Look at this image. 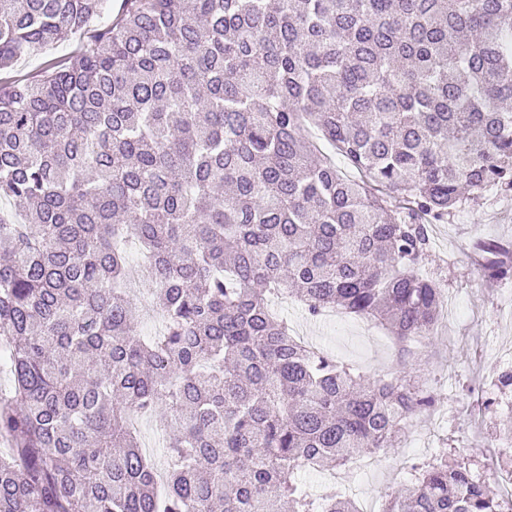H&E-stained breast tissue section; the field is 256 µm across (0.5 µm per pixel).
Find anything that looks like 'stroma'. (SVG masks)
Masks as SVG:
<instances>
[{
  "label": "stroma",
  "instance_id": "35a3bbf8",
  "mask_svg": "<svg viewBox=\"0 0 512 512\" xmlns=\"http://www.w3.org/2000/svg\"><path fill=\"white\" fill-rule=\"evenodd\" d=\"M430 238L422 272L439 282L445 303L442 323L429 339L432 356L424 379L439 411L409 421L414 448H395L379 458L375 469L344 484L359 512H381L391 494L408 485L411 464L429 458L448 433L462 436L469 454L484 457L486 439L467 426L476 399L467 387L488 382L497 364L512 360V280L486 283L472 255L480 239L512 242V197L489 190L466 200L447 220L431 225ZM272 307L287 318L294 336L360 371L386 373L394 359L392 341L381 325L337 313L312 319L291 299L273 300Z\"/></svg>",
  "mask_w": 512,
  "mask_h": 512
}]
</instances>
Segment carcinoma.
I'll use <instances>...</instances> for the list:
<instances>
[{
    "label": "carcinoma",
    "mask_w": 512,
    "mask_h": 512,
    "mask_svg": "<svg viewBox=\"0 0 512 512\" xmlns=\"http://www.w3.org/2000/svg\"><path fill=\"white\" fill-rule=\"evenodd\" d=\"M100 4L0 0V200L19 216L0 218V512H358L296 474L384 453L435 407L413 346L444 305L428 225L512 193V0H122L103 24ZM87 29L75 57L7 77ZM476 254L512 279L511 247ZM270 295L380 323L396 365L296 340ZM489 386L482 415L512 364ZM142 416L169 432L162 485ZM487 439L494 471L451 434L383 512H512V419Z\"/></svg>",
    "instance_id": "1"
}]
</instances>
